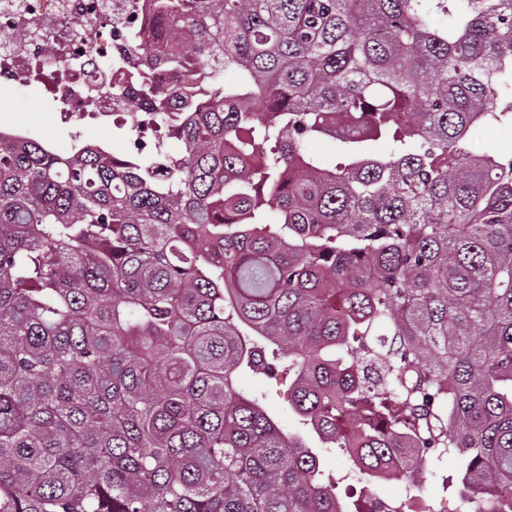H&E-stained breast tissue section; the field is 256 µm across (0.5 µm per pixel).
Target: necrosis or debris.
<instances>
[{
	"instance_id": "1",
	"label": "necrosis or debris",
	"mask_w": 512,
	"mask_h": 512,
	"mask_svg": "<svg viewBox=\"0 0 512 512\" xmlns=\"http://www.w3.org/2000/svg\"><path fill=\"white\" fill-rule=\"evenodd\" d=\"M152 0H0V85H43L61 117L108 125L139 101L115 86L112 71L135 67L132 32L154 25ZM98 28L89 40V28Z\"/></svg>"
}]
</instances>
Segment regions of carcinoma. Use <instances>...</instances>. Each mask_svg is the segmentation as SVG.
I'll return each mask as SVG.
<instances>
[{"label":"carcinoma","instance_id":"cac0c4a2","mask_svg":"<svg viewBox=\"0 0 512 512\" xmlns=\"http://www.w3.org/2000/svg\"><path fill=\"white\" fill-rule=\"evenodd\" d=\"M152 10L133 44L210 111L144 63L137 154L0 141V512H347L236 388L271 345L367 512L443 455L512 512V148H467L512 128V0Z\"/></svg>","mask_w":512,"mask_h":512}]
</instances>
